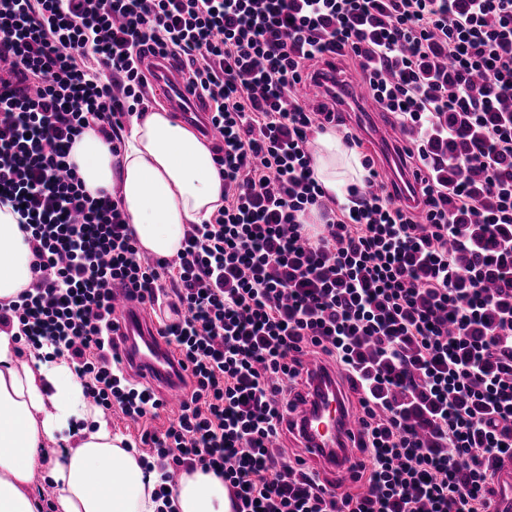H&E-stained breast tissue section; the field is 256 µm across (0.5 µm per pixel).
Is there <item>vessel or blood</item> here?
Instances as JSON below:
<instances>
[{"mask_svg":"<svg viewBox=\"0 0 512 512\" xmlns=\"http://www.w3.org/2000/svg\"><path fill=\"white\" fill-rule=\"evenodd\" d=\"M144 70L165 93L170 112L190 122L202 121L208 114L206 103L184 79L178 60L149 53L144 57ZM113 294L116 298L113 327L121 339L118 354L131 374L159 386L167 404L182 403L187 389L172 373L171 349L157 335L146 308L130 301L124 289H114ZM307 368L316 378L317 391L293 411L292 416L299 425L294 435L307 459L325 472L326 489L334 492L351 474L350 440L358 436L360 427L347 409L345 389L335 373L325 372L323 363L315 359L308 360ZM499 481L504 493L490 499L488 512H512V463L500 469Z\"/></svg>","mask_w":512,"mask_h":512,"instance_id":"obj_1","label":"vessel or blood"}]
</instances>
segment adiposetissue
Returning <instances> with one entry per match:
<instances>
[{"instance_id":"adipose-tissue-1","label":"adipose tissue","mask_w":512,"mask_h":512,"mask_svg":"<svg viewBox=\"0 0 512 512\" xmlns=\"http://www.w3.org/2000/svg\"><path fill=\"white\" fill-rule=\"evenodd\" d=\"M122 139L116 156L101 135L85 130L69 160L88 193L119 187L143 251L174 256L187 225L208 222L224 205L212 149L164 111L133 118ZM313 170L334 195L361 183L365 174L356 150L332 132L318 135ZM31 260L17 213L0 205V300L15 299L28 287ZM18 348L17 336L0 331V512H37L31 483L44 468L55 486L58 512H160L157 473L144 472L124 449L122 436L85 398L67 363L24 365ZM61 442L71 446L66 461L46 468ZM172 498L178 512H232L223 480L200 469L182 474Z\"/></svg>"}]
</instances>
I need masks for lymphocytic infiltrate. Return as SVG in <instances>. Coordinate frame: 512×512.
Instances as JSON below:
<instances>
[{
	"mask_svg": "<svg viewBox=\"0 0 512 512\" xmlns=\"http://www.w3.org/2000/svg\"><path fill=\"white\" fill-rule=\"evenodd\" d=\"M148 52L181 57L207 100L224 182L223 208L152 260L119 193L91 196L69 162L90 127L120 153ZM0 58V203L33 274L0 328L65 355L87 398L137 423L165 405L121 367L112 290L164 314L189 395L137 441L162 497L200 467L234 512H487L512 459V312L457 265L452 227L512 224V0H0ZM341 60L412 135L416 206L355 186L342 203L315 179L314 134L360 141ZM489 319L497 334L476 335ZM311 354L357 394L364 491L325 494L273 444Z\"/></svg>",
	"mask_w": 512,
	"mask_h": 512,
	"instance_id": "obj_1",
	"label": "lymphocytic infiltrate"
}]
</instances>
